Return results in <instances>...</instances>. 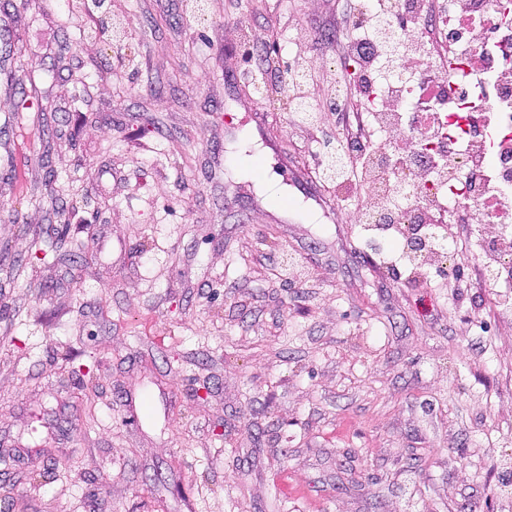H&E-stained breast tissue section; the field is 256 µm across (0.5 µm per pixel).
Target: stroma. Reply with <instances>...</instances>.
Returning a JSON list of instances; mask_svg holds the SVG:
<instances>
[{"mask_svg": "<svg viewBox=\"0 0 512 512\" xmlns=\"http://www.w3.org/2000/svg\"><path fill=\"white\" fill-rule=\"evenodd\" d=\"M90 5L0 4L15 512H512V290L463 256L396 275L354 218L369 184L318 172L357 100L343 0H111L104 42ZM243 129L286 196L229 178Z\"/></svg>", "mask_w": 512, "mask_h": 512, "instance_id": "obj_1", "label": "stroma"}]
</instances>
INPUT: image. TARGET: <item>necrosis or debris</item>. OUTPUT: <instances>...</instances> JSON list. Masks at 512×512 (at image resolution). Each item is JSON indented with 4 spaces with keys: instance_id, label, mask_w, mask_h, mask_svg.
<instances>
[{
    "instance_id": "obj_1",
    "label": "necrosis or debris",
    "mask_w": 512,
    "mask_h": 512,
    "mask_svg": "<svg viewBox=\"0 0 512 512\" xmlns=\"http://www.w3.org/2000/svg\"><path fill=\"white\" fill-rule=\"evenodd\" d=\"M395 2V7L380 12L379 17L388 24L405 60L421 47L423 0ZM457 2L463 10L486 14L490 41L477 63H470L460 54L448 56L443 62L437 82L450 93L437 100L433 127L409 125L405 105L416 99L421 76L414 69L383 71L385 40L376 39L372 49L349 54L359 85L381 91V106L374 113L380 131L396 130L403 137L428 145L426 151L411 155L405 167L397 171L390 169L384 147H377L371 175L375 202L360 205L356 218L359 223L382 227L423 224L429 209L454 203L461 196L468 198L469 222L495 227L489 247L474 257L495 286L512 279V266L501 263L496 250L501 242L512 247V229L496 224L482 201L492 194L499 198L502 208L512 210V0ZM474 70L488 75L489 83L471 84L469 75ZM492 108L502 115L501 122L493 125L484 118ZM432 151L444 160L438 175L425 169Z\"/></svg>"
}]
</instances>
